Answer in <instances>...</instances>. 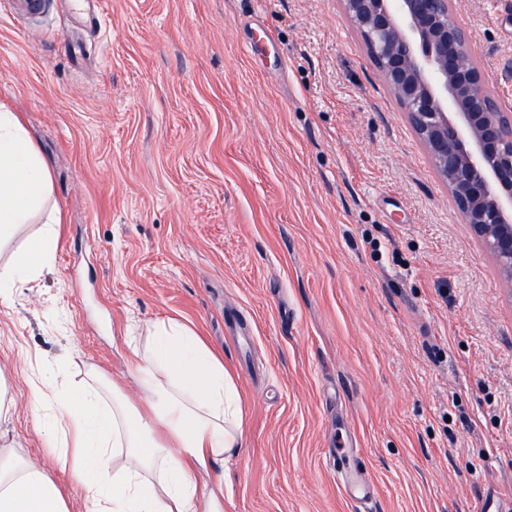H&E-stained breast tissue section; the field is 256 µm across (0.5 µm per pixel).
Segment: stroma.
<instances>
[{"mask_svg":"<svg viewBox=\"0 0 512 512\" xmlns=\"http://www.w3.org/2000/svg\"><path fill=\"white\" fill-rule=\"evenodd\" d=\"M512 113V0H454ZM0 104L53 175L59 245L0 302V432L78 512L30 396L95 369L141 415L131 334L189 322L233 374L224 512H379L512 494V285L474 237L341 0H104L101 25L0 2ZM9 11L13 18L32 19L44 10V0H9ZM342 487L354 504L355 512H368L372 510L369 505L373 503L369 483L357 473L341 474Z\"/></svg>","mask_w":512,"mask_h":512,"instance_id":"stroma-1","label":"stroma"}]
</instances>
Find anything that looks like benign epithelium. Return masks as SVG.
Masks as SVG:
<instances>
[{"label":"benign epithelium","mask_w":512,"mask_h":512,"mask_svg":"<svg viewBox=\"0 0 512 512\" xmlns=\"http://www.w3.org/2000/svg\"><path fill=\"white\" fill-rule=\"evenodd\" d=\"M474 236L512 281V113L467 53L452 0H342Z\"/></svg>","instance_id":"obj_1"}]
</instances>
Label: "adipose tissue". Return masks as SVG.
I'll use <instances>...</instances> for the list:
<instances>
[{
	"label": "adipose tissue",
	"mask_w": 512,
	"mask_h": 512,
	"mask_svg": "<svg viewBox=\"0 0 512 512\" xmlns=\"http://www.w3.org/2000/svg\"><path fill=\"white\" fill-rule=\"evenodd\" d=\"M50 169L18 116L0 105V246L28 224L37 229L0 266V297L52 261L59 233ZM135 375L153 410L144 421L120 392L90 377L74 386L50 373L33 393L52 448L71 456L81 512H224V479L199 473L243 447L239 389L223 360L190 326L153 324ZM163 426L161 441L154 425ZM0 512H71L67 496L38 465L0 460Z\"/></svg>",
	"instance_id": "1"
}]
</instances>
